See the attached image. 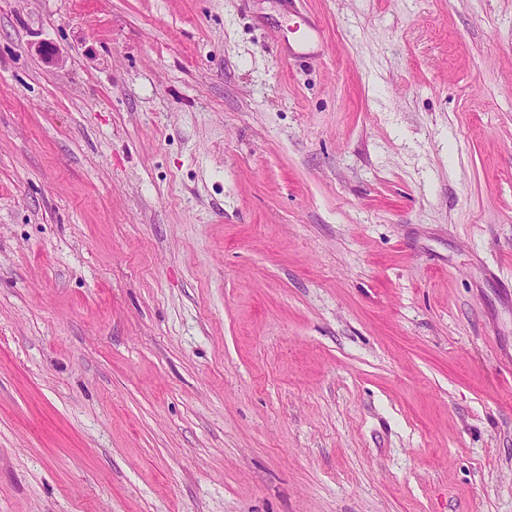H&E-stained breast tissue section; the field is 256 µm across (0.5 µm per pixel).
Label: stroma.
<instances>
[{"label": "stroma", "mask_w": 512, "mask_h": 512, "mask_svg": "<svg viewBox=\"0 0 512 512\" xmlns=\"http://www.w3.org/2000/svg\"><path fill=\"white\" fill-rule=\"evenodd\" d=\"M0 512H512V0H0Z\"/></svg>", "instance_id": "obj_1"}]
</instances>
